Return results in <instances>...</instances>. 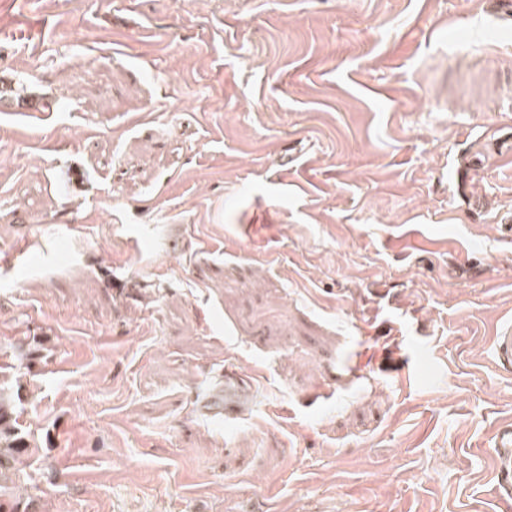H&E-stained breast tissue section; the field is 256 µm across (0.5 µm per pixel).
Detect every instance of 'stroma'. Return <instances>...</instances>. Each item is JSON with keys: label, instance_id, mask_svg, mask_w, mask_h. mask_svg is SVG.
<instances>
[{"label": "stroma", "instance_id": "obj_1", "mask_svg": "<svg viewBox=\"0 0 512 512\" xmlns=\"http://www.w3.org/2000/svg\"><path fill=\"white\" fill-rule=\"evenodd\" d=\"M0 85L17 512H500L489 0H0ZM246 393V386L240 381L237 374L231 370L224 371V391L223 402L220 396H213L205 400L201 406L204 413L215 415L224 414V418L233 419L237 406L235 404H225L226 397H232L235 400H241Z\"/></svg>", "mask_w": 512, "mask_h": 512}]
</instances>
